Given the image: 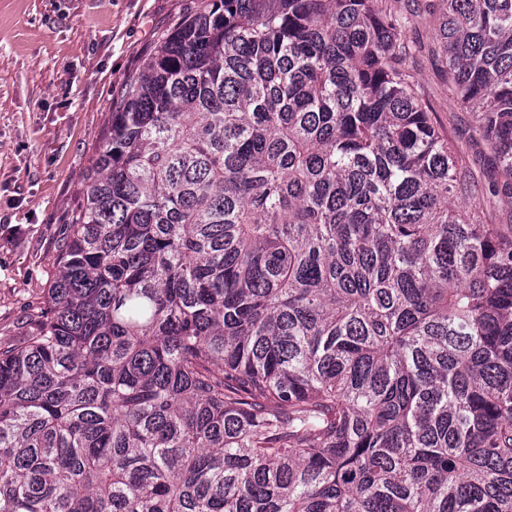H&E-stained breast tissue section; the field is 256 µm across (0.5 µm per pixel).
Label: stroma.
Listing matches in <instances>:
<instances>
[{"instance_id": "obj_1", "label": "stroma", "mask_w": 512, "mask_h": 512, "mask_svg": "<svg viewBox=\"0 0 512 512\" xmlns=\"http://www.w3.org/2000/svg\"><path fill=\"white\" fill-rule=\"evenodd\" d=\"M200 0H0V337L20 335L81 206L84 175L113 102L161 34ZM408 16L415 87L477 184L488 171L467 141L473 116L441 71V0H387Z\"/></svg>"}]
</instances>
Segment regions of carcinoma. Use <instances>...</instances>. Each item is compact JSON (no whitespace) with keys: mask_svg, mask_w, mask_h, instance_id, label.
<instances>
[{"mask_svg":"<svg viewBox=\"0 0 512 512\" xmlns=\"http://www.w3.org/2000/svg\"><path fill=\"white\" fill-rule=\"evenodd\" d=\"M512 206V0H441ZM385 0H207L112 110L27 331L0 512H512V224Z\"/></svg>","mask_w":512,"mask_h":512,"instance_id":"cac0c4a2","label":"carcinoma"}]
</instances>
